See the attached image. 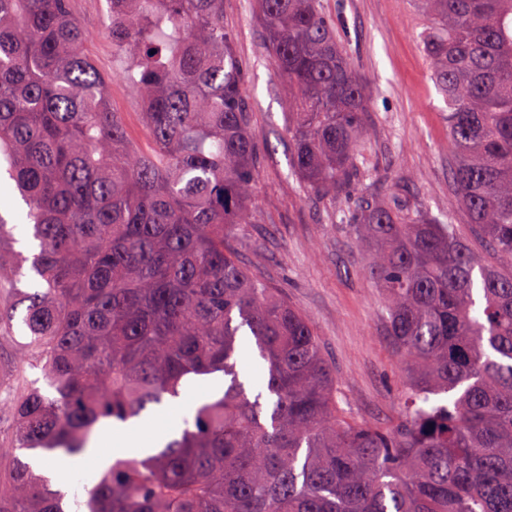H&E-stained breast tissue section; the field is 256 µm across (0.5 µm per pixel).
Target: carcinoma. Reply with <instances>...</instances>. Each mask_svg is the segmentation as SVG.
Returning <instances> with one entry per match:
<instances>
[{"instance_id": "carcinoma-1", "label": "carcinoma", "mask_w": 512, "mask_h": 512, "mask_svg": "<svg viewBox=\"0 0 512 512\" xmlns=\"http://www.w3.org/2000/svg\"><path fill=\"white\" fill-rule=\"evenodd\" d=\"M112 53L150 146L128 139L71 0H0V157L28 205L0 215V338L41 371L0 369V512H512V0H415L445 104L458 226L359 198L341 221L368 249L405 363L402 413L336 419V375L298 310L229 245L251 223L258 149L250 74L224 0H109ZM288 100L291 172L336 198L367 93L321 0H255ZM28 235L26 256L5 243ZM256 351L263 372L241 378ZM224 389L162 448L112 461L68 501L19 452L82 453L104 421Z\"/></svg>"}]
</instances>
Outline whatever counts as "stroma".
Returning <instances> with one entry per match:
<instances>
[{
  "instance_id": "35a3bbf8",
  "label": "stroma",
  "mask_w": 512,
  "mask_h": 512,
  "mask_svg": "<svg viewBox=\"0 0 512 512\" xmlns=\"http://www.w3.org/2000/svg\"><path fill=\"white\" fill-rule=\"evenodd\" d=\"M71 5L90 36V54L110 80L113 110L122 113L130 140L146 146L138 95L119 77L123 63L113 57L103 27L108 0ZM321 8L335 22L370 97L349 190L332 202L308 194L291 174L288 107L252 0H224V25L237 33V54L251 72L252 132L260 153L256 218L240 225L232 246L245 266L310 321L336 374L338 413L387 427L400 414L405 368L389 339L367 249L332 214L363 196L406 212L452 215L465 235L471 228L451 187L448 121L418 43L425 17L412 0H321Z\"/></svg>"
}]
</instances>
